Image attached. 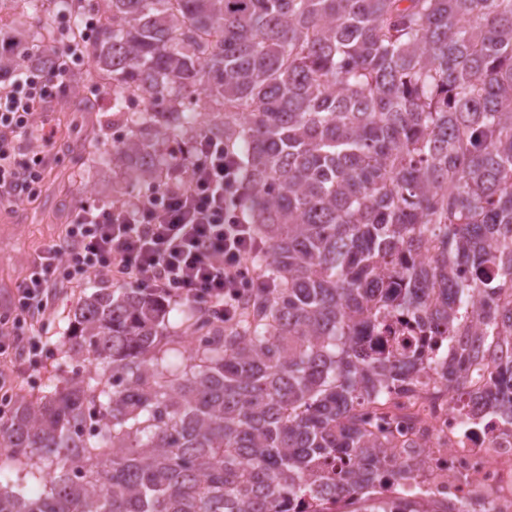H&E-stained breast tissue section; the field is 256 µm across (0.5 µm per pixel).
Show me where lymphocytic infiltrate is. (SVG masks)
<instances>
[{"mask_svg":"<svg viewBox=\"0 0 512 512\" xmlns=\"http://www.w3.org/2000/svg\"><path fill=\"white\" fill-rule=\"evenodd\" d=\"M52 70L22 62L0 84V205L29 197L46 154L58 144L44 103L83 58L79 38L62 32L51 49ZM37 143L22 153L20 140ZM188 177L108 204L82 203L65 234L33 258L14 293V321L45 314L50 293L104 277L128 288L199 304L212 318H230L248 289L260 285L252 259L264 248L242 211L240 159L223 141L199 139Z\"/></svg>","mask_w":512,"mask_h":512,"instance_id":"1","label":"lymphocytic infiltrate"}]
</instances>
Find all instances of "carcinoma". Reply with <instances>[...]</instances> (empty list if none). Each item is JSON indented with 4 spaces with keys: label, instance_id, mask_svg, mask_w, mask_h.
<instances>
[{
    "label": "carcinoma",
    "instance_id": "carcinoma-1",
    "mask_svg": "<svg viewBox=\"0 0 512 512\" xmlns=\"http://www.w3.org/2000/svg\"><path fill=\"white\" fill-rule=\"evenodd\" d=\"M10 2L28 18L44 0ZM108 16L83 54L134 92L100 159L120 195L171 179L206 136L245 153L242 205L271 284L224 320L135 288L81 298L71 370L0 416V512H284L364 501L361 462L407 480L416 452L361 415L400 387L465 391L512 421V0H54ZM47 26L0 44V77L47 56ZM203 97L217 115L184 125ZM434 249L429 265L415 257ZM482 289L486 310L471 309ZM432 330L398 336L399 317ZM474 318L480 340L461 342ZM385 336L388 347L368 337ZM355 498L346 493H336L325 497L322 501H299L290 502L287 510L291 512L323 509V512H361Z\"/></svg>",
    "mask_w": 512,
    "mask_h": 512
}]
</instances>
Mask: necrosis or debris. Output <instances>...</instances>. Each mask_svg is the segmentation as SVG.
<instances>
[{"label":"necrosis or debris","instance_id":"4bbe7bcc","mask_svg":"<svg viewBox=\"0 0 512 512\" xmlns=\"http://www.w3.org/2000/svg\"><path fill=\"white\" fill-rule=\"evenodd\" d=\"M456 401L443 393L394 397V426L418 446L422 463L414 472L413 496L385 474L371 476L373 498L389 512H428L433 501L445 499L512 512V428L492 417L484 429L470 431Z\"/></svg>","mask_w":512,"mask_h":512}]
</instances>
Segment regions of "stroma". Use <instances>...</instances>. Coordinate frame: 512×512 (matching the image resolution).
<instances>
[{
  "label": "stroma",
  "instance_id": "stroma-1",
  "mask_svg": "<svg viewBox=\"0 0 512 512\" xmlns=\"http://www.w3.org/2000/svg\"><path fill=\"white\" fill-rule=\"evenodd\" d=\"M89 70V65H78L58 90L50 117L58 126L59 141L34 197L12 208L0 206V312L11 305L17 284L30 272L31 259L62 236L72 208L82 202H111L113 183L123 179L120 171L97 164L126 128L112 110L111 84ZM81 98L99 103V111H75L73 103ZM84 294L81 288L64 289L37 323H0V336L12 341L0 353V391L33 401L58 385L65 375L61 356L69 322Z\"/></svg>",
  "mask_w": 512,
  "mask_h": 512
}]
</instances>
